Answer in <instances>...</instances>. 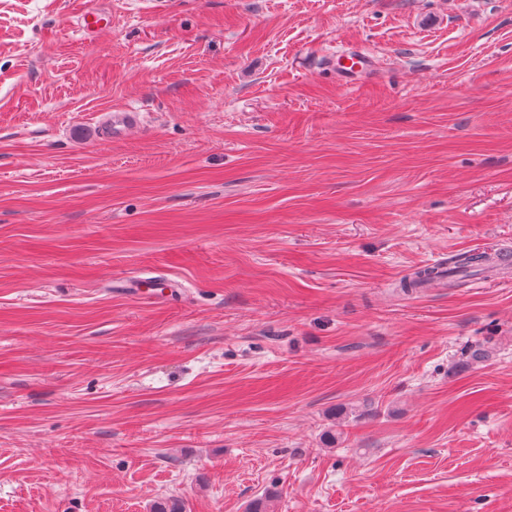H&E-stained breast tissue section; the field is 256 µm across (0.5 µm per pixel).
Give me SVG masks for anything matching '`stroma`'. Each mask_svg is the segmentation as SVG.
I'll return each mask as SVG.
<instances>
[{
    "label": "stroma",
    "mask_w": 512,
    "mask_h": 512,
    "mask_svg": "<svg viewBox=\"0 0 512 512\" xmlns=\"http://www.w3.org/2000/svg\"><path fill=\"white\" fill-rule=\"evenodd\" d=\"M85 2L0 0V512H512V279L397 288L512 254V0ZM76 18L78 30L87 37L107 29L110 23L109 12L100 8L83 9Z\"/></svg>",
    "instance_id": "35a3bbf8"
}]
</instances>
